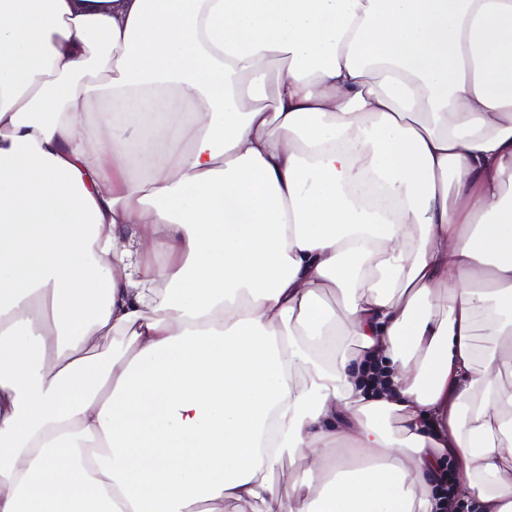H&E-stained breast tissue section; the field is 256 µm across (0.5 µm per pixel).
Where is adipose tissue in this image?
<instances>
[{"label": "adipose tissue", "instance_id": "ef3b65f1", "mask_svg": "<svg viewBox=\"0 0 512 512\" xmlns=\"http://www.w3.org/2000/svg\"><path fill=\"white\" fill-rule=\"evenodd\" d=\"M508 184L512 0H0V512H512ZM439 482L440 490L446 502V507L443 510L444 512L472 511L471 509H469L468 505H465L463 502H460L455 497V471L450 461H448V468L446 467L443 474L440 476Z\"/></svg>", "mask_w": 512, "mask_h": 512}]
</instances>
